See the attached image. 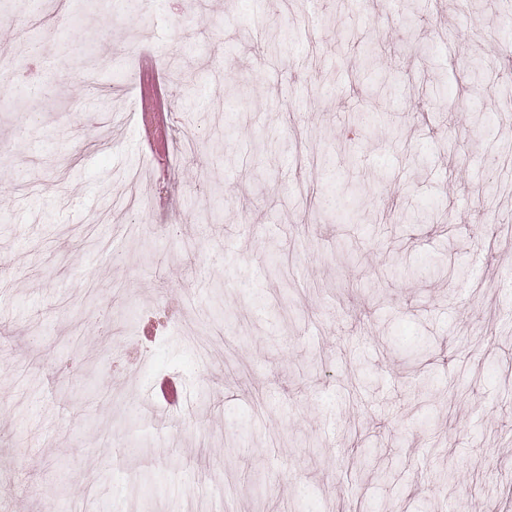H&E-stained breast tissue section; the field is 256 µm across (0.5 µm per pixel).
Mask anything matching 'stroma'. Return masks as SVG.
<instances>
[{"label": "stroma", "mask_w": 512, "mask_h": 512, "mask_svg": "<svg viewBox=\"0 0 512 512\" xmlns=\"http://www.w3.org/2000/svg\"><path fill=\"white\" fill-rule=\"evenodd\" d=\"M510 17L105 0L0 26V449L29 446L0 512H512V106L471 80ZM346 180L355 224L320 210Z\"/></svg>", "instance_id": "35a3bbf8"}]
</instances>
